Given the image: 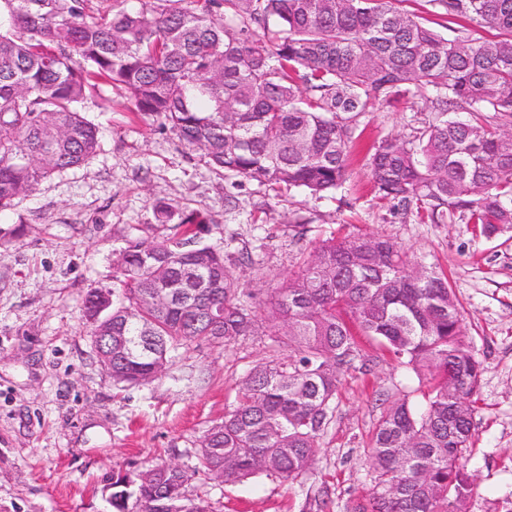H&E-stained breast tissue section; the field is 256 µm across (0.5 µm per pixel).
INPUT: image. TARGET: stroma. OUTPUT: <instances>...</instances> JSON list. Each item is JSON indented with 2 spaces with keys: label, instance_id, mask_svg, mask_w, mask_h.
Instances as JSON below:
<instances>
[{
  "label": "stroma",
  "instance_id": "1",
  "mask_svg": "<svg viewBox=\"0 0 512 512\" xmlns=\"http://www.w3.org/2000/svg\"><path fill=\"white\" fill-rule=\"evenodd\" d=\"M82 109L100 128L96 157L43 180L0 214V512H110L107 472L161 462L194 468L200 440L231 409L237 382L254 365L286 356L261 329L221 347L178 350L147 385L113 384L82 302L111 285L114 260L129 238L148 236L158 203L201 212L212 222L206 243L251 255L235 271L260 306L332 237L380 235L443 271L484 365L465 457L476 480L469 512H512V231L489 239L471 224L393 214L367 174L374 141L409 136L428 118L426 95L366 113L343 189L323 198L225 177L155 118L130 112L110 85ZM421 386L414 372L362 344L312 473L290 483L199 474L190 491L214 512H347L368 493L367 455L383 410L405 396L419 401Z\"/></svg>",
  "mask_w": 512,
  "mask_h": 512
}]
</instances>
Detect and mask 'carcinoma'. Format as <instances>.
<instances>
[{
  "label": "carcinoma",
  "mask_w": 512,
  "mask_h": 512,
  "mask_svg": "<svg viewBox=\"0 0 512 512\" xmlns=\"http://www.w3.org/2000/svg\"><path fill=\"white\" fill-rule=\"evenodd\" d=\"M0 0V213L99 148L81 103L104 82L156 117L215 170L280 192L334 193L360 118L433 91L431 119L367 153L378 196L423 223L459 221L495 237L512 229V0H427L443 15L497 31L447 39L404 0ZM158 232L127 241L114 264L112 326L127 338L112 382L146 385L170 353L222 347L263 325L288 349L255 365L236 404L200 441L199 467L112 471V512H214L189 494L195 475L290 482L313 470L344 369L366 339L428 382L424 402H391L369 451L371 484L353 512H468L483 363L436 267L380 236L322 242L265 312L240 288L198 211L155 207Z\"/></svg>",
  "instance_id": "cac0c4a2"
}]
</instances>
